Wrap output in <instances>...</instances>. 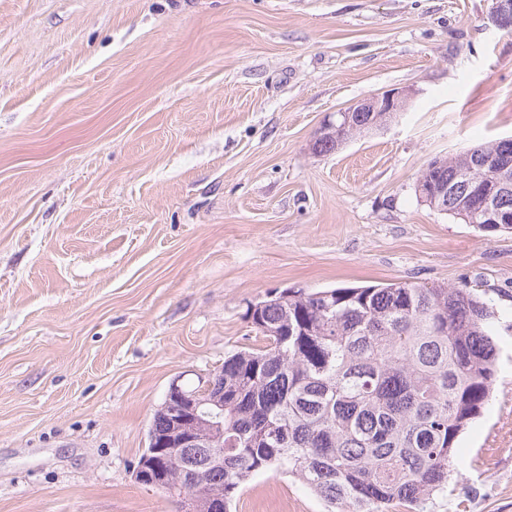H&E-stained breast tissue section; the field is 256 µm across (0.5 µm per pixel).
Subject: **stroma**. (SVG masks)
Instances as JSON below:
<instances>
[{"label":"stroma","mask_w":512,"mask_h":512,"mask_svg":"<svg viewBox=\"0 0 512 512\" xmlns=\"http://www.w3.org/2000/svg\"><path fill=\"white\" fill-rule=\"evenodd\" d=\"M492 0H0V512H179L137 484L171 381L260 346L251 302L420 282L497 308L492 397L431 512H512V233L429 208L512 137ZM409 104L331 154L323 122ZM232 512H327L288 475ZM407 109V96L403 92L394 91L386 92L382 95H373L364 98L342 112L336 114V120L325 121L320 127L316 140L313 143V150L319 154H328L339 148L342 143L349 139L352 135L350 130H347L341 136H322L333 129H343L352 126V133L355 132L354 115L357 112H362L357 116L359 119L357 123L362 125L357 133L364 130L372 129L375 125H382L386 118L382 116L374 121L376 114L370 117L369 112H386L385 116L388 120L394 118L399 112H405ZM368 112V113H366ZM322 136V137H321ZM321 137V138H320ZM319 138V139H317ZM168 416L169 412L162 408L157 409L154 413L148 430V446L141 454L137 467L142 461L148 460L154 455L151 440L153 437L164 436V433L168 430Z\"/></svg>","instance_id":"1"}]
</instances>
